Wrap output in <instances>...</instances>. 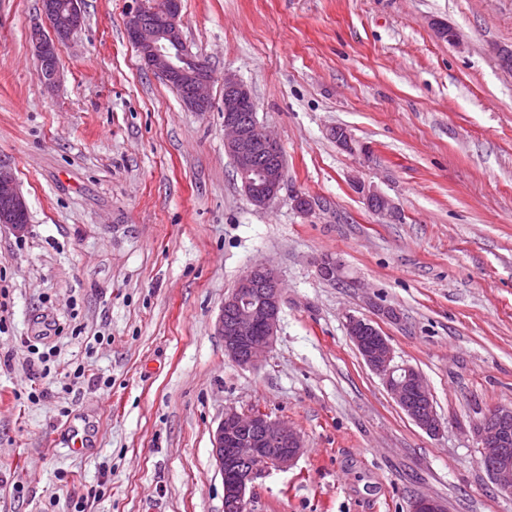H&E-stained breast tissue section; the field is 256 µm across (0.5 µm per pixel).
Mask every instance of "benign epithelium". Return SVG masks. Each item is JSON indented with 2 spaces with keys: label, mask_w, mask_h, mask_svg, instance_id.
Returning <instances> with one entry per match:
<instances>
[{
  "label": "benign epithelium",
  "mask_w": 512,
  "mask_h": 512,
  "mask_svg": "<svg viewBox=\"0 0 512 512\" xmlns=\"http://www.w3.org/2000/svg\"><path fill=\"white\" fill-rule=\"evenodd\" d=\"M45 17L54 18L53 35L43 33L39 24L31 28V42L39 61L56 55L57 45L81 30L82 0H67L63 10L49 4ZM181 0H153L130 15L126 35L144 63L170 85L187 87L183 102L196 112L211 105L208 88L211 73L187 61L181 49ZM253 103L250 90L238 78L224 76V150L230 157L250 202L264 208L278 195L285 180L278 140L257 122L256 113H244ZM373 212L392 215L394 202L371 189H361ZM27 205L9 164L0 159V224L17 233L27 226ZM320 276L334 281L340 261L331 255L318 262ZM281 279L266 264H256L240 278L224 300L215 333L224 340L226 355L240 367H254L272 350L282 308ZM349 336L369 368L383 380L396 404L411 421L429 435H438L443 422L438 416L429 388L418 371L394 362V350L379 328L362 319L347 322ZM476 442L480 462L499 492L512 496V406H499L480 422ZM304 441L293 427L253 410L241 413L233 408L224 413L213 435V454L223 479L224 512H249L255 480L265 471L290 467L301 455ZM413 512H446L445 505L432 497H421Z\"/></svg>",
  "instance_id": "1"
}]
</instances>
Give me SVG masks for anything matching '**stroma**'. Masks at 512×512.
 <instances>
[{
    "label": "stroma",
    "instance_id": "35a3bbf8",
    "mask_svg": "<svg viewBox=\"0 0 512 512\" xmlns=\"http://www.w3.org/2000/svg\"><path fill=\"white\" fill-rule=\"evenodd\" d=\"M143 4L83 0L48 89L28 40L41 0H0V159L28 209L24 233L0 225V512H224L212 435L229 408L304 440L250 512H409L421 496L512 512L473 434L512 406V0H181L205 112L129 42ZM228 74L285 158L263 209L224 151ZM258 263L279 272L280 326L242 368L214 325ZM352 316L421 373L439 435L365 364Z\"/></svg>",
    "mask_w": 512,
    "mask_h": 512
}]
</instances>
